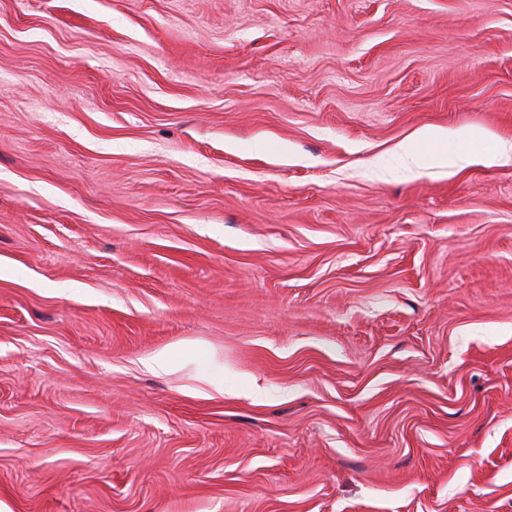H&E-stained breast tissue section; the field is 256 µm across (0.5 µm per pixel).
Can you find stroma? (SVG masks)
Returning <instances> with one entry per match:
<instances>
[{
	"mask_svg": "<svg viewBox=\"0 0 512 512\" xmlns=\"http://www.w3.org/2000/svg\"><path fill=\"white\" fill-rule=\"evenodd\" d=\"M427 125L512 142V0H0V512H512V165ZM443 136V132L433 128H423L416 131L412 142L401 147L409 167L416 170L438 168L441 170L439 171L440 174L450 176L454 174V168H458L462 162L487 164H508L512 162V146H502L487 158L471 155L456 157L448 155V153H431L424 149L425 145L440 142Z\"/></svg>",
	"mask_w": 512,
	"mask_h": 512,
	"instance_id": "obj_1",
	"label": "stroma"
}]
</instances>
